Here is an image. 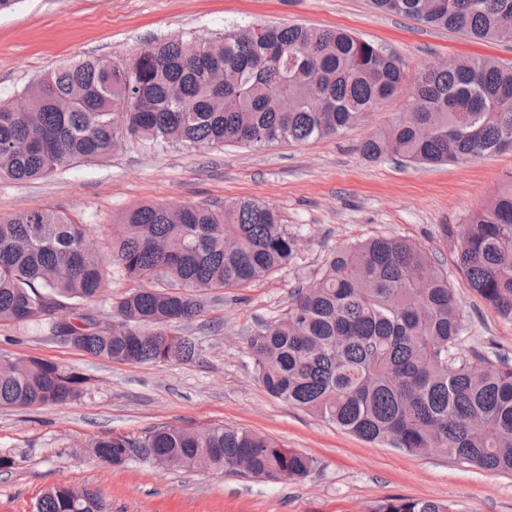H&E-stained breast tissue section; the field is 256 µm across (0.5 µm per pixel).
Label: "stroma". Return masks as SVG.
Returning <instances> with one entry per match:
<instances>
[{
	"mask_svg": "<svg viewBox=\"0 0 512 512\" xmlns=\"http://www.w3.org/2000/svg\"><path fill=\"white\" fill-rule=\"evenodd\" d=\"M258 23L344 28L391 53L401 90L334 137L224 146L150 148L119 138L102 162H77L40 180H0V216L51 208L83 224L106 252L119 214L148 202L201 205L254 198L273 206L298 252L287 269L250 286L208 292L202 312L177 325L195 338L196 361L153 365L90 356L49 333L0 322V364L34 356L77 369L83 395L58 406L0 407V512H35L57 485L97 490L109 512H372L390 496L438 500L458 512H512V474L408 455L367 443L269 395L254 378L246 339L258 320L287 309L334 249L397 236L439 261L468 327L465 350L494 342L512 357V322L484 306L439 234L465 223L512 179V151L416 167L365 158L361 144L408 111L426 65L489 58L512 65V42L482 43L400 15L371 0H17L0 11V100L23 95L49 71L93 56L119 61L174 38L205 42ZM221 423L276 439L313 457L303 479L266 481L239 472L171 468L133 459L100 463L88 452L105 435H140L163 424Z\"/></svg>",
	"mask_w": 512,
	"mask_h": 512,
	"instance_id": "stroma-1",
	"label": "stroma"
}]
</instances>
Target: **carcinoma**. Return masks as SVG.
<instances>
[{"instance_id": "carcinoma-1", "label": "carcinoma", "mask_w": 512, "mask_h": 512, "mask_svg": "<svg viewBox=\"0 0 512 512\" xmlns=\"http://www.w3.org/2000/svg\"><path fill=\"white\" fill-rule=\"evenodd\" d=\"M383 12L478 39L512 41V0H372ZM403 70L392 55L342 29L254 25L208 43L173 39L129 63L96 57L57 69L25 92L31 111L0 103V178L49 177L75 162L103 161L121 136L155 147L238 143L260 147L331 137L392 98ZM277 91L287 101L270 100ZM411 107L364 156L392 153L439 165L512 151V66L467 60L430 66ZM469 287L512 321V183L464 224H443ZM83 225L43 208L0 217V322L37 324L114 362H188L196 344L173 334L204 295L244 288L288 268L297 236L273 208L231 203L145 204L112 225L113 274L136 288L112 297L109 329L86 308L106 285ZM76 314L60 323L55 310ZM467 327L454 288L421 246L371 237L333 250L316 280L247 339L255 380L273 397L355 437L410 455L443 448L461 464L512 472V361L466 355ZM75 369L22 357L0 371V406H56L78 399ZM113 465L136 456L178 468L243 470L302 479L315 459L244 428L154 426L91 443ZM37 512H106L94 490L56 486ZM372 512H456L437 500L391 497Z\"/></svg>"}]
</instances>
